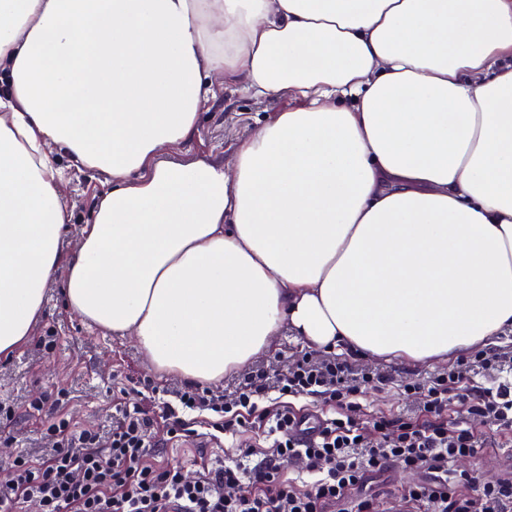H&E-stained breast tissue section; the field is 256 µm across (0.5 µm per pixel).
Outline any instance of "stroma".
<instances>
[{
	"instance_id": "35a3bbf8",
	"label": "stroma",
	"mask_w": 512,
	"mask_h": 512,
	"mask_svg": "<svg viewBox=\"0 0 512 512\" xmlns=\"http://www.w3.org/2000/svg\"><path fill=\"white\" fill-rule=\"evenodd\" d=\"M286 99L254 98L236 89L224 94L200 116V131L195 138L171 152V159L184 155L210 153L221 157L229 154L245 138L255 123L270 119L287 110ZM105 177L97 172L68 168L65 171V202L71 213L61 240L63 253H72L85 224L92 217ZM57 332L59 341L54 350L43 349L41 336ZM312 357H328V350H308L304 341L291 332H284L275 347L251 363L254 371L266 373L270 379L287 374L301 352ZM353 373H369L373 382L366 384L362 403L367 417H413L420 414L423 403L419 394L408 391L409 382L447 372L444 363L412 366L398 360H374L347 356ZM153 376L158 387L175 394L186 385L176 376L154 375L134 342L127 337L103 335L84 324L66 310L63 284L54 279L45 292L42 315L32 336L12 355L0 356V405L14 411L11 420H0V478L5 477L12 458L25 454L40 458L51 446L43 434V419L30 410L31 402L40 398L69 392L67 410L74 421L83 426L109 425L114 404L134 405L141 396L134 388L119 392L117 377ZM448 422L469 427L487 440L484 450L473 457L456 462L459 474L479 477L494 483L512 479V441L496 435L488 424L469 413L466 406L450 402ZM225 439L199 435L184 442L170 444L167 454L184 465L187 476H195L200 461L220 454Z\"/></svg>"
}]
</instances>
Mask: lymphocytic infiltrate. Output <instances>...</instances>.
I'll use <instances>...</instances> for the list:
<instances>
[{
	"label": "lymphocytic infiltrate",
	"mask_w": 512,
	"mask_h": 512,
	"mask_svg": "<svg viewBox=\"0 0 512 512\" xmlns=\"http://www.w3.org/2000/svg\"><path fill=\"white\" fill-rule=\"evenodd\" d=\"M502 365L499 354L480 351L446 373L410 383L422 397L420 422L385 416L366 422L361 381L350 365L333 357L315 361L307 353L277 381L249 373L234 409L199 385L178 392L176 402L165 401L151 378L143 377L140 404L117 408L104 432L73 423L60 394L35 405L46 413L50 454L39 461L13 458L0 480V512H17L24 503L37 512H329L339 502L352 512H374L370 478L393 462L430 475L404 488L409 512H512L511 479L481 485L451 472L484 442L470 429L449 425V398L512 431V381L473 383L475 371L496 374ZM315 396L323 397L331 414L307 436L294 401ZM197 413L210 430L233 437L257 425L262 447L235 449L192 478L179 463L151 462L156 419H164L171 441L195 435ZM370 426L379 443L368 441Z\"/></svg>",
	"instance_id": "lymphocytic-infiltrate-1"
}]
</instances>
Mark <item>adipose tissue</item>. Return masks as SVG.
Returning a JSON list of instances; mask_svg holds the SVG:
<instances>
[{
    "label": "adipose tissue",
    "mask_w": 512,
    "mask_h": 512,
    "mask_svg": "<svg viewBox=\"0 0 512 512\" xmlns=\"http://www.w3.org/2000/svg\"><path fill=\"white\" fill-rule=\"evenodd\" d=\"M228 84L295 105L164 159ZM60 156L106 177L68 255ZM58 275L191 382L512 333V0H0V355Z\"/></svg>",
    "instance_id": "adipose-tissue-1"
}]
</instances>
